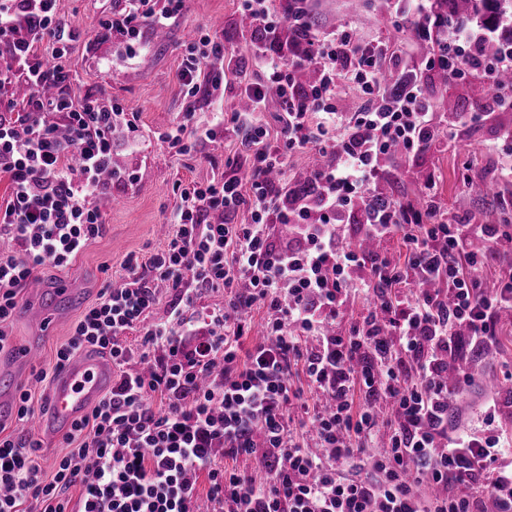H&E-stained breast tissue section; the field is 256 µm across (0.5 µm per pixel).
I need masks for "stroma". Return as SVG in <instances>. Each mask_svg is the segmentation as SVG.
<instances>
[{"instance_id":"obj_1","label":"stroma","mask_w":512,"mask_h":512,"mask_svg":"<svg viewBox=\"0 0 512 512\" xmlns=\"http://www.w3.org/2000/svg\"><path fill=\"white\" fill-rule=\"evenodd\" d=\"M375 0H309V8L318 16L320 32L343 27L355 30L367 41L396 43L406 53L408 68L420 72L423 62L436 48L434 41L419 38L412 30L397 31L393 15L380 14ZM237 0H186L183 13L167 30V37L147 39L140 59L125 60L118 44L109 40L90 41L89 31L100 20L111 16L121 6L120 0H59L57 15L61 26L75 32L65 64L78 95L106 92L113 100L134 112L135 130L116 131L112 138V162L121 173L105 190L108 204L102 214L106 224L104 235L97 238L65 270L50 266L40 268L37 279L55 282L59 275L80 281L83 294L80 305L67 311L52 336L42 341L41 366L52 365L57 348L68 338L84 306L94 302L106 282L120 284L122 264L128 255L148 257L167 245L168 235L160 226L178 205L173 190L176 183H205L222 175H239L250 166L252 147L241 131L225 130L213 142H197L182 154L168 152L159 133L174 126L183 116H190L197 126L211 125L215 113L230 112L238 107L241 91L259 75L250 61L252 33L239 30ZM208 32L223 42L237 66L223 93L199 91L185 96L181 80V62L198 32ZM423 91L432 101L452 97L458 99L462 111H481L486 96L479 82L449 79L441 83L428 77ZM437 120L442 130L438 141L427 151L384 165L379 187L390 200L407 201L414 186L403 178L407 167L433 173L437 193L448 214L449 223L467 221L473 224L512 222V211L504 201L512 199V182L500 180L502 169L512 166L499 136L512 126V112H502L479 124H454L446 111ZM483 178L497 183L494 197L480 200L464 185L465 177ZM111 272H104V265ZM505 330L494 350L477 366L479 381L457 400L451 413L456 426L474 424L481 419V407L489 386L497 380L512 379V316L503 320Z\"/></svg>"}]
</instances>
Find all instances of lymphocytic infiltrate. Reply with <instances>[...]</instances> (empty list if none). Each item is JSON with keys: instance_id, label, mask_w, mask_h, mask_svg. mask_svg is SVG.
Wrapping results in <instances>:
<instances>
[{"instance_id": "1", "label": "lymphocytic infiltrate", "mask_w": 512, "mask_h": 512, "mask_svg": "<svg viewBox=\"0 0 512 512\" xmlns=\"http://www.w3.org/2000/svg\"><path fill=\"white\" fill-rule=\"evenodd\" d=\"M105 23L125 39L124 55L145 49L144 28L168 27L185 0H123ZM57 0H0V86L24 84L23 110L0 99V174L11 184L0 204V349L12 345L21 290L39 267H67L106 229L94 199L112 166V132L124 112L106 93L75 97L64 64L71 36L60 31ZM251 17V60L260 78L242 92L251 106L220 115L214 127L180 121L160 133L183 153L189 141L214 140L226 126L249 127L277 88L280 142L256 130L250 184L230 177L178 186L165 249L147 259L128 255L120 286L101 288L56 350L44 382L82 351L108 355L112 388L66 437L71 450L53 474L40 463L42 444L0 424V512H512V461L495 422L512 390L485 401L479 429L450 426L449 412L476 377L473 364L495 346L500 315L512 311V263L493 286L483 273L512 233L497 224L448 223L433 175L420 203L367 207L384 159L425 151L438 138L434 106L412 81L399 94L382 92L387 66L407 59L387 42H364L345 28L312 37L303 48L269 51L279 18L266 0H239ZM483 33L456 28L446 52L426 70L496 81L512 71V45L497 56L477 53ZM223 43L202 36L181 64L186 95L223 89L232 67ZM319 80L300 91L303 66ZM365 101L343 113L334 104L344 82ZM55 93H46L47 84ZM320 147L330 161L316 170L307 195L284 200L264 174L285 176L290 152ZM247 210L248 219L230 223ZM358 223L377 245L401 237L404 262L366 253L346 235ZM294 227L275 241L272 228ZM177 292L166 321L148 316L160 287ZM228 292L224 306L197 314L202 292ZM371 290L366 312L347 330L328 327L356 293ZM266 311V336L248 346L247 314ZM207 334L186 350L197 324ZM136 343H128L130 333ZM301 366L322 404L293 390ZM306 429L316 452L295 435ZM225 457L253 458L265 471L217 466ZM364 476L346 477L351 464ZM209 488L200 495L196 476ZM79 497H71L72 488Z\"/></svg>"}]
</instances>
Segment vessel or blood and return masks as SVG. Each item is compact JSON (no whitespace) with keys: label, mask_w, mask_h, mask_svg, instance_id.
<instances>
[{"label":"vessel or blood","mask_w":512,"mask_h":512,"mask_svg":"<svg viewBox=\"0 0 512 512\" xmlns=\"http://www.w3.org/2000/svg\"><path fill=\"white\" fill-rule=\"evenodd\" d=\"M79 291L63 282L48 288L38 286L28 291V301L19 309L22 318L39 325L43 333H51L61 310L77 301ZM41 349L32 341L0 351V369L39 361ZM112 386V362L100 355H83L70 359L53 376L49 390V407L35 415L31 428L46 445H54L71 429L87 409Z\"/></svg>","instance_id":"obj_1"}]
</instances>
